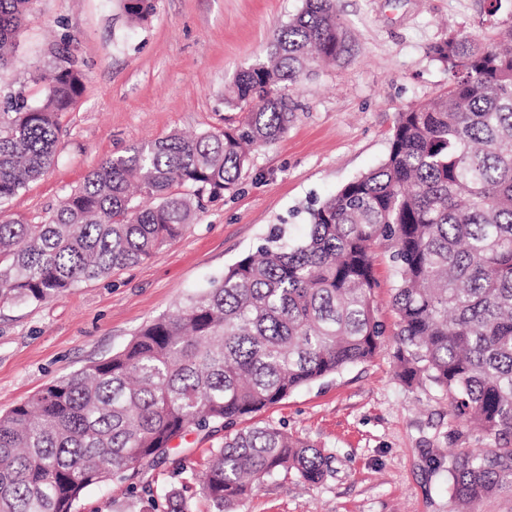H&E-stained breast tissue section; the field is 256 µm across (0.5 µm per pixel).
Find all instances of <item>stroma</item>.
<instances>
[{
	"instance_id": "1",
	"label": "stroma",
	"mask_w": 512,
	"mask_h": 512,
	"mask_svg": "<svg viewBox=\"0 0 512 512\" xmlns=\"http://www.w3.org/2000/svg\"><path fill=\"white\" fill-rule=\"evenodd\" d=\"M150 20L126 24L115 0H36L20 32L11 73L41 97L33 72L51 73L53 42L70 38L84 73L80 95L61 117L56 162L0 205V220L44 222L109 157L174 131L223 128L232 114L224 87L262 59L275 29L303 0H156ZM355 51L318 68L289 91L297 110L287 133L254 149L235 192L207 203L177 240L143 263L112 272L45 302H0V414L52 381L121 351L153 319L207 288L240 255L278 228L289 241L308 232L309 209L387 156L398 112L448 85L431 47L451 35L489 37L512 22V0L489 14L488 0H336ZM374 301L385 342L370 361L304 387L238 420L271 424L331 454L324 480L290 474L261 483L235 512H458L448 473L429 465L489 444L462 426L451 439L448 398L409 386L395 373L397 317L389 254L374 258ZM223 427L172 440L166 459L89 488L76 512H148L144 486L181 488L180 467L201 470Z\"/></svg>"
}]
</instances>
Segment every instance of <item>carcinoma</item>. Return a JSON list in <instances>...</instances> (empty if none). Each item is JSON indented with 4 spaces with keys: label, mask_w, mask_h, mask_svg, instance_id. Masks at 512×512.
I'll list each match as a JSON object with an SVG mask.
<instances>
[{
    "label": "carcinoma",
    "mask_w": 512,
    "mask_h": 512,
    "mask_svg": "<svg viewBox=\"0 0 512 512\" xmlns=\"http://www.w3.org/2000/svg\"><path fill=\"white\" fill-rule=\"evenodd\" d=\"M118 2L131 25L154 12V0ZM32 3L0 0V76ZM351 51L334 0H305L266 58L225 88L237 124L133 145L45 223L1 221L0 302L59 299L179 238L203 201L235 190L247 147L287 132L285 89ZM53 52L66 65L37 103L0 83V204L55 163L61 115L82 90L72 41ZM431 53L448 90L398 113L384 162L311 209L303 240L272 233L122 351L0 415V512H72L86 489L160 458L190 428L231 427L372 359L385 334L373 299L378 247L397 273L398 376L444 392L449 416L494 442L448 460L451 495L474 512L512 487V24L493 40L450 36ZM330 459L278 427L240 430L210 449L196 495L226 512L282 472L320 483ZM164 501V512H193L178 489Z\"/></svg>",
    "instance_id": "1"
}]
</instances>
